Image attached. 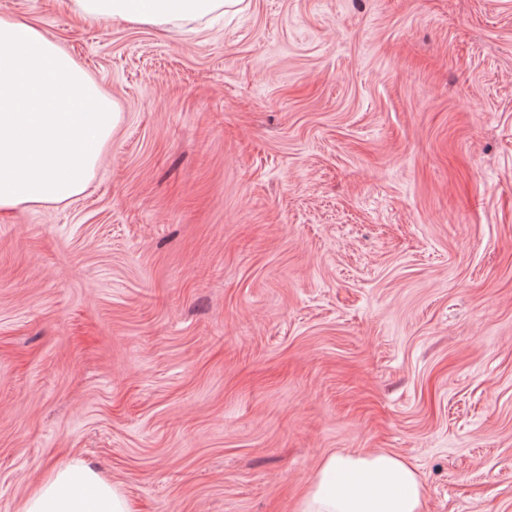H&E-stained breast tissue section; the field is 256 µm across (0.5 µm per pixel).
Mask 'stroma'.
<instances>
[{"mask_svg":"<svg viewBox=\"0 0 512 512\" xmlns=\"http://www.w3.org/2000/svg\"><path fill=\"white\" fill-rule=\"evenodd\" d=\"M1 13L121 121L0 221V512L75 458L139 512H296L374 451L425 512H512V0ZM240 0H68V8L84 19L165 29L181 23L224 15Z\"/></svg>","mask_w":512,"mask_h":512,"instance_id":"35a3bbf8","label":"stroma"}]
</instances>
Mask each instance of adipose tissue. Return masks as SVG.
Returning a JSON list of instances; mask_svg holds the SVG:
<instances>
[{
	"label": "adipose tissue",
	"mask_w": 512,
	"mask_h": 512,
	"mask_svg": "<svg viewBox=\"0 0 512 512\" xmlns=\"http://www.w3.org/2000/svg\"><path fill=\"white\" fill-rule=\"evenodd\" d=\"M239 0H68L84 19L165 29L219 16ZM119 104L36 25L0 14V219L23 206L82 194L113 131ZM418 472L387 452L324 459L297 512H423ZM19 512H138L84 461L52 469Z\"/></svg>",
	"instance_id": "obj_1"
}]
</instances>
